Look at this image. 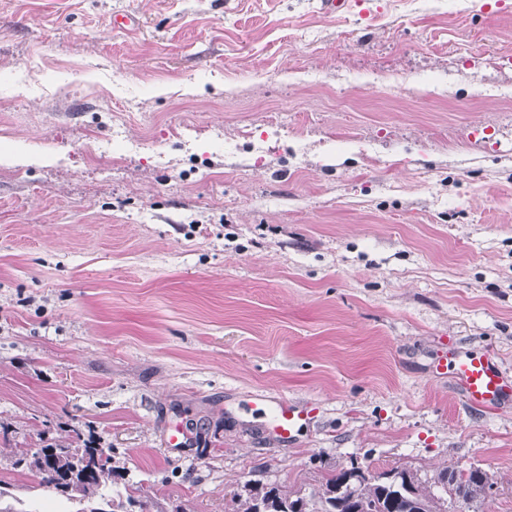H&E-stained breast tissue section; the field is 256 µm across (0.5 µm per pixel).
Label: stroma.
Here are the masks:
<instances>
[{
  "mask_svg": "<svg viewBox=\"0 0 512 512\" xmlns=\"http://www.w3.org/2000/svg\"><path fill=\"white\" fill-rule=\"evenodd\" d=\"M450 346L512 371V0H0V502L77 430L146 512L354 462L512 512ZM302 411L288 401H281L278 404V411L273 420V429L281 438L290 439L297 428L304 420Z\"/></svg>",
  "mask_w": 512,
  "mask_h": 512,
  "instance_id": "1",
  "label": "stroma"
}]
</instances>
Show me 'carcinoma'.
<instances>
[{
    "mask_svg": "<svg viewBox=\"0 0 512 512\" xmlns=\"http://www.w3.org/2000/svg\"><path fill=\"white\" fill-rule=\"evenodd\" d=\"M12 454L14 465L36 474L45 492L69 500V487L90 507L105 501V492L122 478L113 449L83 438L77 430L67 446L14 448ZM396 472L398 488L373 474L351 483L345 470L336 469L324 474L308 495L249 480L232 496L230 512H453L451 505L468 507L491 487L488 473L473 466L457 470L446 466L426 479L407 468Z\"/></svg>",
    "mask_w": 512,
    "mask_h": 512,
    "instance_id": "cac0c4a2",
    "label": "carcinoma"
}]
</instances>
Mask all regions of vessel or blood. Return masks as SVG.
<instances>
[{
    "label": "vessel or blood",
    "mask_w": 512,
    "mask_h": 512,
    "mask_svg": "<svg viewBox=\"0 0 512 512\" xmlns=\"http://www.w3.org/2000/svg\"><path fill=\"white\" fill-rule=\"evenodd\" d=\"M437 374H451L467 406L473 409H500L512 405V374L507 373L487 356L455 354L440 357L434 367ZM297 406L283 401L273 420L275 433L292 437L302 424Z\"/></svg>",
    "instance_id": "1"
}]
</instances>
